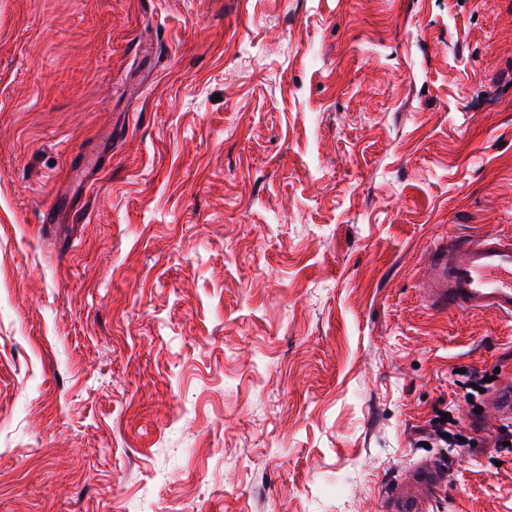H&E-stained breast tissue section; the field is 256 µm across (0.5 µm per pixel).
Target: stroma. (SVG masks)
<instances>
[{
  "instance_id": "stroma-1",
  "label": "stroma",
  "mask_w": 512,
  "mask_h": 512,
  "mask_svg": "<svg viewBox=\"0 0 512 512\" xmlns=\"http://www.w3.org/2000/svg\"><path fill=\"white\" fill-rule=\"evenodd\" d=\"M512 234V0H0V512H512L462 395L512 319L427 309ZM446 484L447 466L443 461H422L401 486L387 494L383 511L425 512Z\"/></svg>"
}]
</instances>
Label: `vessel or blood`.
<instances>
[{
  "instance_id": "1",
  "label": "vessel or blood",
  "mask_w": 512,
  "mask_h": 512,
  "mask_svg": "<svg viewBox=\"0 0 512 512\" xmlns=\"http://www.w3.org/2000/svg\"><path fill=\"white\" fill-rule=\"evenodd\" d=\"M428 307L512 318V237L494 232L452 235L429 252L424 267ZM447 484V466L423 461L387 494L384 512H426Z\"/></svg>"
}]
</instances>
